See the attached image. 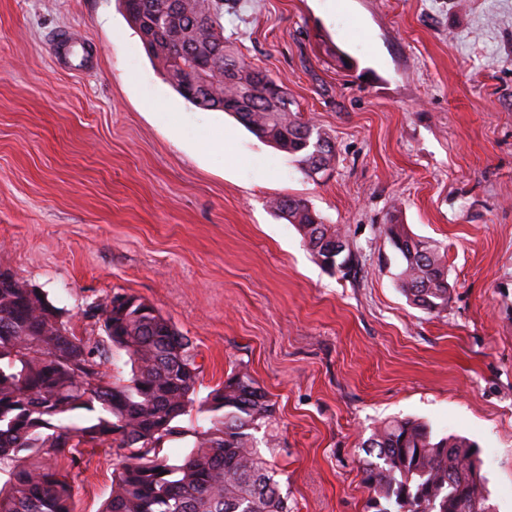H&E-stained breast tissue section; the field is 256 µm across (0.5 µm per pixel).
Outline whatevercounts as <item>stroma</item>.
Wrapping results in <instances>:
<instances>
[{"instance_id": "stroma-1", "label": "stroma", "mask_w": 512, "mask_h": 512, "mask_svg": "<svg viewBox=\"0 0 512 512\" xmlns=\"http://www.w3.org/2000/svg\"><path fill=\"white\" fill-rule=\"evenodd\" d=\"M222 23L328 133L331 175L184 99L122 0H0V270L84 336L92 303L145 299L194 342L198 398L247 368L293 512H365L360 443L394 418L470 440L512 512V0H224ZM288 196L348 230V268L275 216ZM393 214L445 252L444 311L398 288ZM118 462L84 448L77 512Z\"/></svg>"}]
</instances>
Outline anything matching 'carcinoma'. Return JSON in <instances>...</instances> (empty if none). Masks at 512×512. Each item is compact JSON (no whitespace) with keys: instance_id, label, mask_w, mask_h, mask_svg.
I'll list each match as a JSON object with an SVG mask.
<instances>
[{"instance_id":"carcinoma-1","label":"carcinoma","mask_w":512,"mask_h":512,"mask_svg":"<svg viewBox=\"0 0 512 512\" xmlns=\"http://www.w3.org/2000/svg\"><path fill=\"white\" fill-rule=\"evenodd\" d=\"M161 0H124L135 28L155 35L152 57L178 92L181 75L170 69L166 26L155 25ZM224 0H180L170 19L181 43V64L197 70L210 61L250 69L224 39ZM209 78L207 90L188 101L231 114L259 139L288 153L307 175L334 162L329 135L261 88L247 95ZM305 245L333 269L352 260L346 229L327 224L306 200L272 202ZM382 232L403 259L397 284L409 303L429 313L448 305L452 285L444 253L390 219ZM89 307L103 339L79 336L65 320L59 334L44 329L63 311L43 295L32 300L0 279V512H75L62 458L76 465L84 446H105L121 458L100 512H291L278 472L259 450L274 446L275 403L246 369L226 375L205 400L196 399L200 366L193 341L172 322L125 293ZM125 354L124 372L112 354ZM202 423L188 433L175 425L193 407ZM82 423H66L74 412ZM262 438H257V433ZM193 437L179 461L162 454L167 441ZM366 512H487L489 492L481 460L466 438L437 439L422 421L381 423L362 440Z\"/></svg>"}]
</instances>
